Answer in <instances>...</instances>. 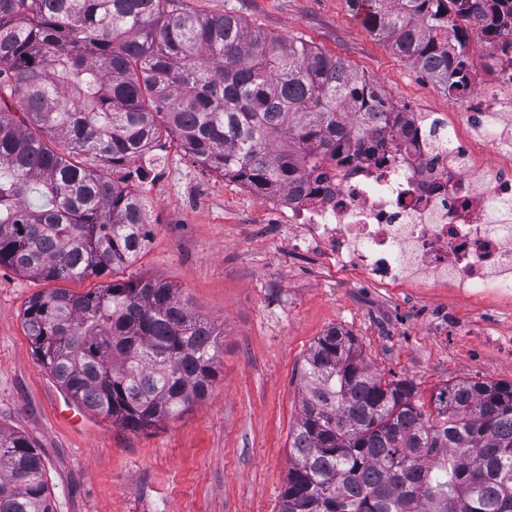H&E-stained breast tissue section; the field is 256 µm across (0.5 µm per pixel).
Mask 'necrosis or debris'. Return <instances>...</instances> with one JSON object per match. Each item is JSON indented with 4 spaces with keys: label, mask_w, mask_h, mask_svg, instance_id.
Wrapping results in <instances>:
<instances>
[{
    "label": "necrosis or debris",
    "mask_w": 512,
    "mask_h": 512,
    "mask_svg": "<svg viewBox=\"0 0 512 512\" xmlns=\"http://www.w3.org/2000/svg\"><path fill=\"white\" fill-rule=\"evenodd\" d=\"M461 130L432 112L364 145L287 208L293 246L382 288H451L512 302V35L471 63Z\"/></svg>",
    "instance_id": "1"
}]
</instances>
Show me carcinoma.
Masks as SVG:
<instances>
[{
  "instance_id": "carcinoma-1",
  "label": "carcinoma",
  "mask_w": 512,
  "mask_h": 512,
  "mask_svg": "<svg viewBox=\"0 0 512 512\" xmlns=\"http://www.w3.org/2000/svg\"><path fill=\"white\" fill-rule=\"evenodd\" d=\"M448 94L467 92V31L512 32L501 0H348ZM19 106L11 111L8 101ZM403 112L342 60L177 0H0V267L111 278L146 249L125 180L162 137L262 197L318 183ZM38 197L40 203L31 202ZM37 362L77 404L137 432L204 399L212 326L157 279L33 295ZM331 328L310 348L280 512H512V384L464 379L425 404ZM0 512H54L45 465L0 429Z\"/></svg>"
}]
</instances>
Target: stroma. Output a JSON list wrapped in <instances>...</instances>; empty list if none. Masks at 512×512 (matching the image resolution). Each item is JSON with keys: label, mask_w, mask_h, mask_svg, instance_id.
<instances>
[{"label": "stroma", "mask_w": 512, "mask_h": 512, "mask_svg": "<svg viewBox=\"0 0 512 512\" xmlns=\"http://www.w3.org/2000/svg\"><path fill=\"white\" fill-rule=\"evenodd\" d=\"M230 10L283 39L344 60L393 104L445 112L459 98L375 39L347 0H180ZM157 168L131 178L151 240L120 279L151 277L221 334L218 376L181 417L133 432L82 410L36 361L24 330L40 279L0 267V429L43 455L55 512H279L302 368L331 328L353 334L373 369L412 380L422 400L464 378L512 383V304L447 288H377L291 247L265 198L162 140Z\"/></svg>", "instance_id": "obj_1"}]
</instances>
